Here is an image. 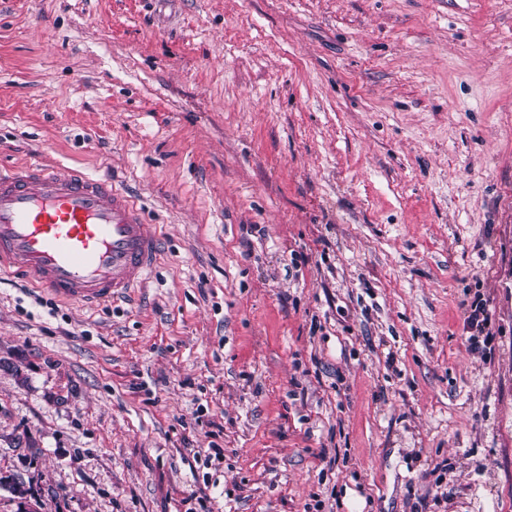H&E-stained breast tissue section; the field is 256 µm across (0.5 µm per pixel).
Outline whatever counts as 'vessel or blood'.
I'll use <instances>...</instances> for the list:
<instances>
[{
	"mask_svg": "<svg viewBox=\"0 0 512 512\" xmlns=\"http://www.w3.org/2000/svg\"><path fill=\"white\" fill-rule=\"evenodd\" d=\"M161 233L107 179L32 165L0 172V268L54 297L96 309L140 285Z\"/></svg>",
	"mask_w": 512,
	"mask_h": 512,
	"instance_id": "b4317fda",
	"label": "vessel or blood"
}]
</instances>
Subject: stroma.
Returning <instances> with one entry per match:
<instances>
[{"label": "stroma", "instance_id": "35a3bbf8", "mask_svg": "<svg viewBox=\"0 0 512 512\" xmlns=\"http://www.w3.org/2000/svg\"><path fill=\"white\" fill-rule=\"evenodd\" d=\"M29 163L161 228L128 303L0 274L42 512H512V0H0ZM466 323L469 329L474 332L469 336L471 345L475 349L484 350V348L479 345L480 341L478 339L480 337L479 335H483L489 326V314L483 301L475 300L470 304Z\"/></svg>", "mask_w": 512, "mask_h": 512}]
</instances>
